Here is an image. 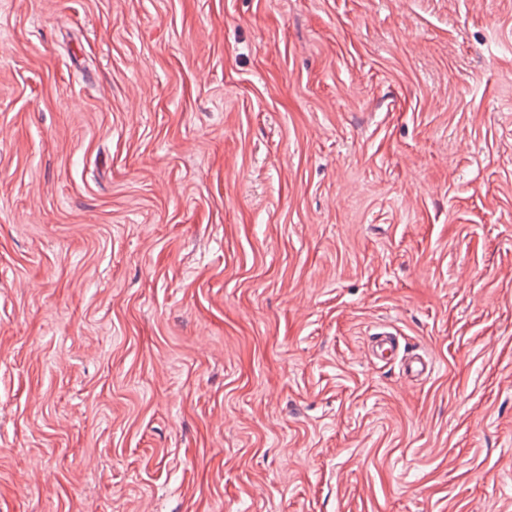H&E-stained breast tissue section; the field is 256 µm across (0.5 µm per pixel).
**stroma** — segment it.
I'll return each instance as SVG.
<instances>
[{
    "label": "stroma",
    "mask_w": 512,
    "mask_h": 512,
    "mask_svg": "<svg viewBox=\"0 0 512 512\" xmlns=\"http://www.w3.org/2000/svg\"><path fill=\"white\" fill-rule=\"evenodd\" d=\"M0 512H512V0H0ZM401 361L404 373L412 377H425L432 370L431 363L417 353L407 352L406 347H404Z\"/></svg>",
    "instance_id": "obj_1"
}]
</instances>
